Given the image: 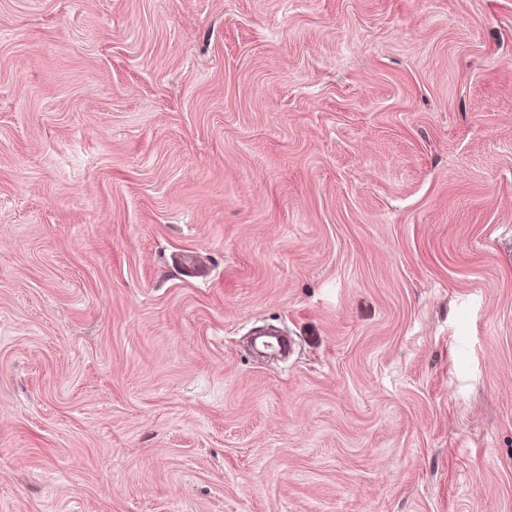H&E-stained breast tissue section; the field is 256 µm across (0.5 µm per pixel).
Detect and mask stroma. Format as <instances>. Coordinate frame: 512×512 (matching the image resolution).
I'll use <instances>...</instances> for the list:
<instances>
[{"label": "stroma", "mask_w": 512, "mask_h": 512, "mask_svg": "<svg viewBox=\"0 0 512 512\" xmlns=\"http://www.w3.org/2000/svg\"><path fill=\"white\" fill-rule=\"evenodd\" d=\"M0 512H512V0H0Z\"/></svg>", "instance_id": "stroma-1"}]
</instances>
